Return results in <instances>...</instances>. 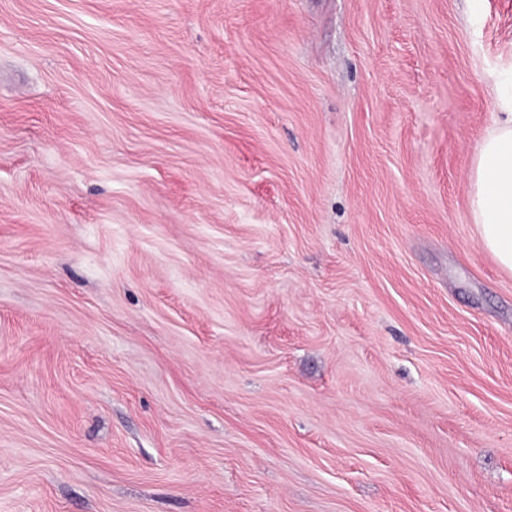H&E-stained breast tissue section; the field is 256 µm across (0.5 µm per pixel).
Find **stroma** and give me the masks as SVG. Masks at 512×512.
I'll use <instances>...</instances> for the list:
<instances>
[{
  "instance_id": "35a3bbf8",
  "label": "stroma",
  "mask_w": 512,
  "mask_h": 512,
  "mask_svg": "<svg viewBox=\"0 0 512 512\" xmlns=\"http://www.w3.org/2000/svg\"><path fill=\"white\" fill-rule=\"evenodd\" d=\"M510 76L512 0H0V512H512ZM501 109L476 151L468 187L478 244L512 272V88Z\"/></svg>"
}]
</instances>
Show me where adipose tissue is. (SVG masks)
<instances>
[{
    "label": "adipose tissue",
    "instance_id": "ef3b65f1",
    "mask_svg": "<svg viewBox=\"0 0 512 512\" xmlns=\"http://www.w3.org/2000/svg\"><path fill=\"white\" fill-rule=\"evenodd\" d=\"M468 187L479 245L512 272V90L476 151Z\"/></svg>",
    "mask_w": 512,
    "mask_h": 512
}]
</instances>
